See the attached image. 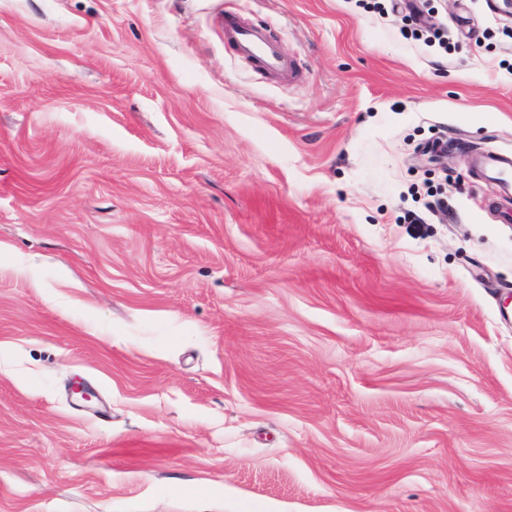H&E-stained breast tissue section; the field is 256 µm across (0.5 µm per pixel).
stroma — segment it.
<instances>
[{"instance_id":"1","label":"stroma","mask_w":512,"mask_h":512,"mask_svg":"<svg viewBox=\"0 0 512 512\" xmlns=\"http://www.w3.org/2000/svg\"><path fill=\"white\" fill-rule=\"evenodd\" d=\"M414 2L0 0V512H512V19ZM224 45L262 68L271 80L293 83L299 78L294 62L280 51L262 27L241 23L228 15L224 18Z\"/></svg>"}]
</instances>
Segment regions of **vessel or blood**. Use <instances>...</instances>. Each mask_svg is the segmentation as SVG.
Segmentation results:
<instances>
[{"label":"vessel or blood","instance_id":"vessel-or-blood-1","mask_svg":"<svg viewBox=\"0 0 512 512\" xmlns=\"http://www.w3.org/2000/svg\"><path fill=\"white\" fill-rule=\"evenodd\" d=\"M224 43L237 56L262 68L271 80L292 83L299 78L293 61L280 51L263 28L241 23L231 15L226 16Z\"/></svg>","mask_w":512,"mask_h":512}]
</instances>
